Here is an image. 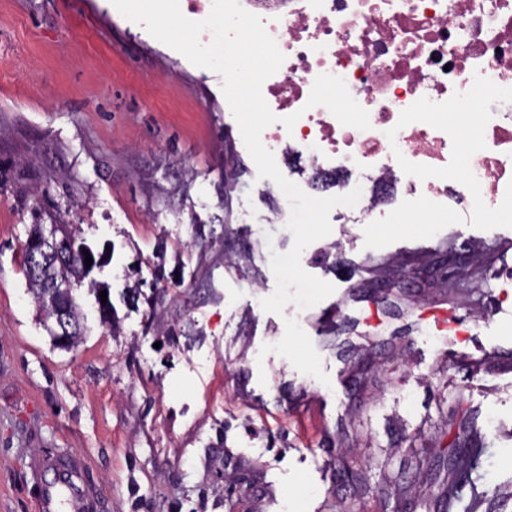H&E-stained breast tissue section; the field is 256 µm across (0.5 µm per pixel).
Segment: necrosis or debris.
Listing matches in <instances>:
<instances>
[{
    "mask_svg": "<svg viewBox=\"0 0 512 512\" xmlns=\"http://www.w3.org/2000/svg\"><path fill=\"white\" fill-rule=\"evenodd\" d=\"M283 53L262 93L280 117L263 145L319 173L356 212L389 217L405 189L436 215L449 199L469 216L512 214V0H240ZM341 77L371 127L307 107L317 76ZM476 131L463 147L455 116Z\"/></svg>",
    "mask_w": 512,
    "mask_h": 512,
    "instance_id": "necrosis-or-debris-1",
    "label": "necrosis or debris"
}]
</instances>
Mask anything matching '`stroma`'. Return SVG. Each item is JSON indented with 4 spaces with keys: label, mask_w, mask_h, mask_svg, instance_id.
I'll list each match as a JSON object with an SVG mask.
<instances>
[{
    "label": "stroma",
    "mask_w": 512,
    "mask_h": 512,
    "mask_svg": "<svg viewBox=\"0 0 512 512\" xmlns=\"http://www.w3.org/2000/svg\"><path fill=\"white\" fill-rule=\"evenodd\" d=\"M221 84L111 0H0V512H36L48 457L77 468L88 512H392L394 496L353 499L337 457L369 463L374 486L402 475L417 496L434 476L416 455L465 407L486 452L457 512H512V216L420 222L402 194L391 224L334 207L301 265L344 306L265 312L270 254L293 244L290 205L231 152L239 126ZM42 171L58 181L37 184ZM36 185L92 250L89 280L111 292L105 323L81 288L72 349L49 335L22 271ZM449 241L496 253L488 296L390 273L397 311L362 335L356 315L378 311L372 261L427 260ZM442 312L455 342L428 322ZM289 317L328 382L262 353ZM490 350L500 359L486 371L456 360Z\"/></svg>",
    "instance_id": "stroma-1"
}]
</instances>
